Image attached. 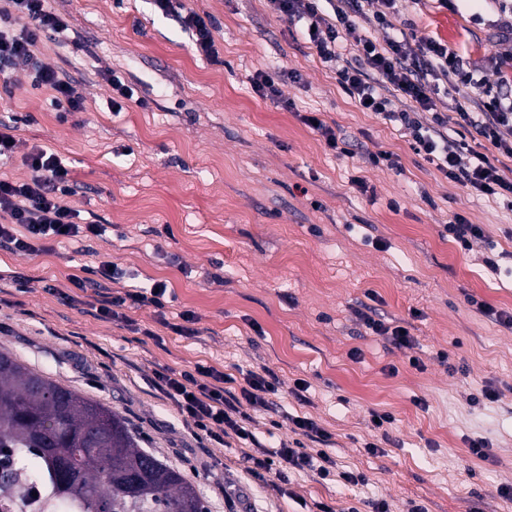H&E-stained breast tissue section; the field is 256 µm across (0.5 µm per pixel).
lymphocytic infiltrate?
<instances>
[{
    "mask_svg": "<svg viewBox=\"0 0 512 512\" xmlns=\"http://www.w3.org/2000/svg\"><path fill=\"white\" fill-rule=\"evenodd\" d=\"M380 2L381 10L365 23L384 31L379 43L360 33L356 18L363 12L362 0H270L274 11L294 19L321 62L337 69L341 87L362 111L399 127L415 153L434 163L448 180L499 200L512 211V180L504 178L486 154L474 153L472 163L465 166L459 154L448 148V130L455 125L474 130L498 154L512 158V94L502 92L501 78L474 76L446 44L432 38L418 40L396 28L393 20L399 0ZM327 5L334 12V21L325 17ZM70 31L68 19L51 7L50 0H0V83L9 84L10 69L16 62L28 63L33 88L48 94L51 106L64 119L84 111V98L73 80L42 65L35 50L45 37L65 42ZM350 41L360 48L352 62L344 58ZM443 82L450 83L459 96L452 117L437 109L436 90ZM396 92L410 100V108L394 109L392 95ZM421 110L431 112V124L418 120ZM23 163L31 172L28 181L0 178L1 244L28 254L43 240L105 235L103 225L81 221L78 211L69 205L74 183L57 153L36 145ZM95 272L118 286L117 291L99 296L93 303L98 319L113 320L119 309L146 305L162 312L174 300L162 281L148 287H122L126 272L112 262H101ZM155 385L178 414L205 436L219 442L232 436L242 444L256 446L257 453L251 458L253 475L284 482L289 472L296 471L324 480L336 475L351 486L365 482L362 474L337 472L336 461L326 449L329 434L309 417L296 415L287 421L302 435V442H283L273 450L258 444L249 425L254 413L271 410L270 398L279 391L280 380L271 371L248 373L239 383L214 367L198 364L188 370L159 372ZM308 440L318 443V450L307 451L304 443Z\"/></svg>",
    "mask_w": 512,
    "mask_h": 512,
    "instance_id": "1",
    "label": "lymphocytic infiltrate"
}]
</instances>
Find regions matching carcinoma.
Instances as JSON below:
<instances>
[{"label": "carcinoma", "mask_w": 512, "mask_h": 512, "mask_svg": "<svg viewBox=\"0 0 512 512\" xmlns=\"http://www.w3.org/2000/svg\"><path fill=\"white\" fill-rule=\"evenodd\" d=\"M55 453L75 465L58 471ZM47 486L46 512H206L180 471L139 447L112 409L0 352V488L13 468Z\"/></svg>", "instance_id": "1"}]
</instances>
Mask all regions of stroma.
<instances>
[{"label":"stroma","mask_w":512,"mask_h":512,"mask_svg":"<svg viewBox=\"0 0 512 512\" xmlns=\"http://www.w3.org/2000/svg\"><path fill=\"white\" fill-rule=\"evenodd\" d=\"M183 3L215 21L218 61L153 0H52L73 42H43L40 59L79 80L85 111L59 121L23 64L0 88L17 156L0 174L26 180L21 156L34 145L56 150L77 184L70 205L107 227L104 238L26 255L0 246V350L119 413L208 512H317L321 502L348 512L369 495L389 512H512L497 494L512 485V329L471 304L512 313V212L448 181L401 130L362 111L268 0ZM394 23L443 40L475 74L512 81L503 36L512 8L501 0H403ZM268 66L300 75L277 102L248 82ZM111 70L135 90L118 113ZM305 112L345 135L352 154L327 150ZM384 152L401 171L369 164ZM458 214L482 225L484 239L465 249L448 237ZM102 261L165 281L172 312H192L196 336L165 328L150 306L98 320L92 292L73 281ZM365 308L408 324L416 346L368 335ZM197 364L239 379L273 371L274 404L328 430L337 470L364 474L367 486L292 474L282 494L249 473L236 438L194 436L154 380ZM299 378L310 385L302 401L292 393ZM487 387L497 400L474 403ZM375 412L392 416L388 431L373 428ZM476 438L488 440L489 458L472 454Z\"/></svg>","instance_id":"35a3bbf8"}]
</instances>
